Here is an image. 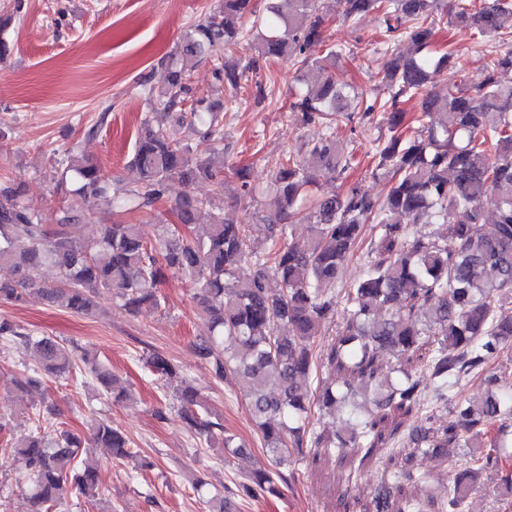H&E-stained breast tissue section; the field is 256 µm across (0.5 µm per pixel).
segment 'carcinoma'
I'll return each mask as SVG.
<instances>
[{"label":"carcinoma","mask_w":512,"mask_h":512,"mask_svg":"<svg viewBox=\"0 0 512 512\" xmlns=\"http://www.w3.org/2000/svg\"><path fill=\"white\" fill-rule=\"evenodd\" d=\"M273 0L261 14L255 0H220L218 10L186 34L178 54L166 61L165 86L144 88L152 110L172 114L167 125L144 122L129 165L139 180L126 199L141 209L166 197L177 181L184 192L161 218L154 233L128 224H100L94 238L84 235L82 216L71 206L56 224L39 223L24 201V181H0V265L12 273L0 280V300L20 301L35 292L49 305L91 317L96 299L110 294L130 314L161 307L164 272L191 280L195 300L206 316L209 338L197 345L215 378L233 375L251 397V409L264 446L276 464L286 465L292 450L310 444L315 454L336 458L345 480L355 481L382 458L399 460L371 494V512H464L480 471L498 473L497 496L512 504V390L505 374L489 370L505 356L512 360V84L496 73L512 71V49L492 55L485 82L476 90L428 88L431 69L459 74L464 64L448 53L430 51L435 21L429 11L439 0ZM353 21L370 12L382 16L387 57L382 83L388 97L364 98L322 73L291 104L302 121L322 134L307 143L306 156L282 157L262 190L268 223L237 224L224 203L197 195L201 182H221L210 162L224 142L219 114L224 101H196L184 110L189 67L217 50L228 58L215 67L224 89L241 87L246 69L231 58L257 30V57L284 55L310 66L307 47L323 40L331 11ZM415 20L406 32L415 56L397 51L393 22ZM449 20L474 26L482 37L512 30V0H460ZM421 99V130L398 133L400 104ZM389 124L390 138L374 147L375 172L388 180L379 202L356 185L341 194L317 198L310 187L320 176L342 179L354 156L336 140V118ZM193 128L186 142L181 129ZM67 171L78 183L73 193L113 202L112 184L93 162L73 156ZM242 196L256 188L245 166L234 169ZM375 221L366 232L367 220ZM307 222L303 243L292 241V227ZM419 224L446 226L442 237L420 234ZM366 249L362 278L340 293L336 283L348 259ZM49 267L57 279L39 281ZM346 311L336 322V303ZM336 337L316 350L325 327ZM0 340L34 346L42 371L13 380L19 391L41 385L43 375L72 373L69 347L42 336L34 339L12 322L0 320ZM95 379L120 403L110 372L84 357ZM150 370L173 386L188 427L200 438L224 435V450L245 458L246 444L201 412L199 391L179 366L159 353L146 358ZM464 378L479 382L480 394L456 405L457 422L410 428L409 420L431 419V403L446 401ZM339 413L330 433L311 417L312 408ZM92 448H106L115 460L134 458L127 435L104 419L91 424L85 438L49 422H37L14 443L26 468L29 512H57L73 501L100 496L97 469L83 460ZM466 448L468 467L448 480V495L422 496L426 477L412 467L419 455L444 457ZM241 486L247 497L274 494L273 473L256 469Z\"/></svg>","instance_id":"carcinoma-1"}]
</instances>
